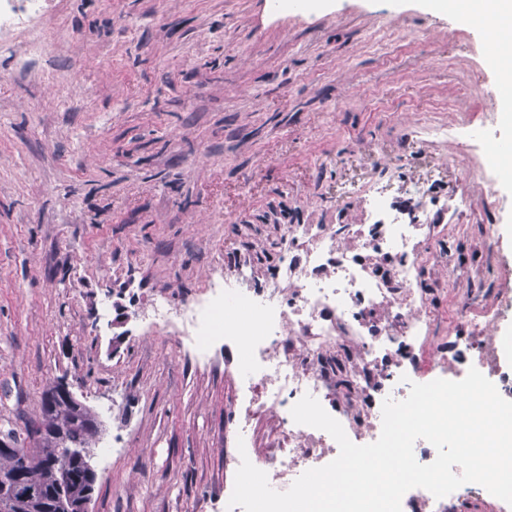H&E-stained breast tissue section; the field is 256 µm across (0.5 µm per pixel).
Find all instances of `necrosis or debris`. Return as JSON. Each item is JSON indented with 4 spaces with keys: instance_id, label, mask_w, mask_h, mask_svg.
I'll use <instances>...</instances> for the list:
<instances>
[{
    "instance_id": "1",
    "label": "necrosis or debris",
    "mask_w": 512,
    "mask_h": 512,
    "mask_svg": "<svg viewBox=\"0 0 512 512\" xmlns=\"http://www.w3.org/2000/svg\"><path fill=\"white\" fill-rule=\"evenodd\" d=\"M361 205L363 223L344 232L332 224L286 226L278 279L269 288L253 294L240 289L239 281L250 275L240 266L207 299L182 310L184 338L197 357L214 341L240 339L243 396L279 418L274 450L258 467L281 491L298 469L339 453L328 433L294 422L291 409L304 395L335 390L333 416L358 445L379 438V402L404 376L432 381L448 367L473 366L512 401V369L501 368L495 339L484 333L487 324L512 312V302L491 311L470 301L457 321L472 323L471 333L449 337L443 354L428 353L426 293L419 283L431 219L427 212L398 208L379 186ZM464 498L512 512L474 483L440 499L422 488L405 493L402 512H455Z\"/></svg>"
}]
</instances>
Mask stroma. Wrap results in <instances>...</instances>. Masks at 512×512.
I'll return each instance as SVG.
<instances>
[{
	"instance_id": "1",
	"label": "stroma",
	"mask_w": 512,
	"mask_h": 512,
	"mask_svg": "<svg viewBox=\"0 0 512 512\" xmlns=\"http://www.w3.org/2000/svg\"><path fill=\"white\" fill-rule=\"evenodd\" d=\"M49 48L17 72L0 34V430L39 422L57 380L106 431L91 512H224L238 454L236 344L196 359L145 312L206 294L244 262L265 286L290 224H358L359 197L449 211L427 277V351L463 302L512 296V183L482 193L512 126L484 124L512 81L465 16L429 0H48ZM495 227L497 262L481 245Z\"/></svg>"
}]
</instances>
